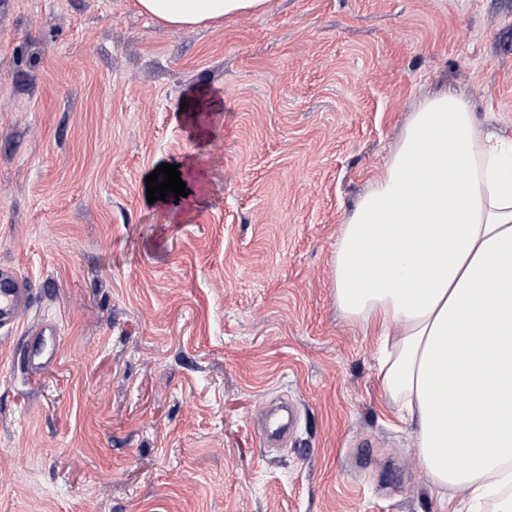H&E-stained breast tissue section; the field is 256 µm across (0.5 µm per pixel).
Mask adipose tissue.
Listing matches in <instances>:
<instances>
[{
    "label": "adipose tissue",
    "instance_id": "ef3b65f1",
    "mask_svg": "<svg viewBox=\"0 0 512 512\" xmlns=\"http://www.w3.org/2000/svg\"><path fill=\"white\" fill-rule=\"evenodd\" d=\"M268 0H138L177 28ZM336 304L382 338L386 398L450 512H512V138L424 100L341 229ZM461 500H454V493Z\"/></svg>",
    "mask_w": 512,
    "mask_h": 512
}]
</instances>
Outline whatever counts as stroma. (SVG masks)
Segmentation results:
<instances>
[{
  "instance_id": "35a3bbf8",
  "label": "stroma",
  "mask_w": 512,
  "mask_h": 512,
  "mask_svg": "<svg viewBox=\"0 0 512 512\" xmlns=\"http://www.w3.org/2000/svg\"><path fill=\"white\" fill-rule=\"evenodd\" d=\"M448 90L512 135V0H270L192 29L0 0V262L64 332L36 377L0 338V512H448L334 283ZM163 163L180 206L147 200ZM282 396L297 426L262 447Z\"/></svg>"
}]
</instances>
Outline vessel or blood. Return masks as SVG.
I'll use <instances>...</instances> for the list:
<instances>
[{"label":"vessel or blood","instance_id":"vessel-or-blood-1","mask_svg":"<svg viewBox=\"0 0 512 512\" xmlns=\"http://www.w3.org/2000/svg\"><path fill=\"white\" fill-rule=\"evenodd\" d=\"M32 307L29 282L14 266L0 265V335L22 333L23 340L13 355L28 374L37 375L54 368L61 356L62 329L56 320L44 316L28 321ZM290 414L266 413L258 434L263 447L272 448L291 433Z\"/></svg>","mask_w":512,"mask_h":512}]
</instances>
